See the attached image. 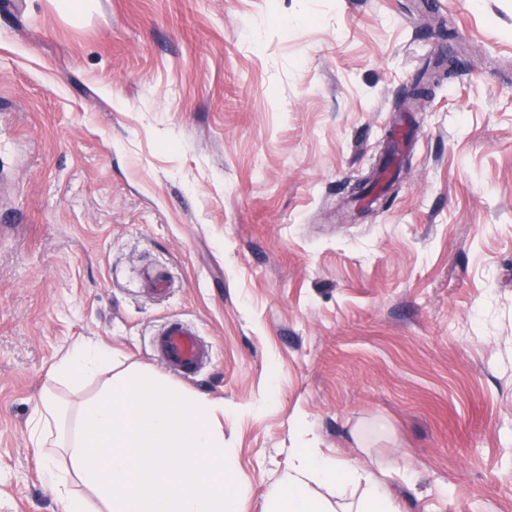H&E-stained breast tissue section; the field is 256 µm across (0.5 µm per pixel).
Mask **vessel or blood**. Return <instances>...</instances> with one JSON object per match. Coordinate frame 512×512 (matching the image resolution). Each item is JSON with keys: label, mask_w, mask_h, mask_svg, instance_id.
Listing matches in <instances>:
<instances>
[{"label": "vessel or blood", "mask_w": 512, "mask_h": 512, "mask_svg": "<svg viewBox=\"0 0 512 512\" xmlns=\"http://www.w3.org/2000/svg\"><path fill=\"white\" fill-rule=\"evenodd\" d=\"M154 357L171 372L191 378L209 361L212 347L203 343L198 331L180 319L170 320L152 342Z\"/></svg>", "instance_id": "vessel-or-blood-1"}]
</instances>
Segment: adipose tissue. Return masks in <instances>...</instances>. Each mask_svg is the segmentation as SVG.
Instances as JSON below:
<instances>
[{
    "instance_id": "obj_1",
    "label": "adipose tissue",
    "mask_w": 512,
    "mask_h": 512,
    "mask_svg": "<svg viewBox=\"0 0 512 512\" xmlns=\"http://www.w3.org/2000/svg\"><path fill=\"white\" fill-rule=\"evenodd\" d=\"M100 389L80 398L86 381ZM50 378L77 394L61 401L41 395L29 439L43 480L58 493L62 512H239L218 416L220 400L151 380L146 368L112 370V350L74 342ZM331 487L329 503L311 486ZM266 512H397L370 463L331 459L302 448L297 461L266 495Z\"/></svg>"
}]
</instances>
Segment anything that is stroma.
Instances as JSON below:
<instances>
[{
    "label": "stroma",
    "mask_w": 512,
    "mask_h": 512,
    "mask_svg": "<svg viewBox=\"0 0 512 512\" xmlns=\"http://www.w3.org/2000/svg\"><path fill=\"white\" fill-rule=\"evenodd\" d=\"M82 338L223 401L242 512L298 448L512 512V0H0V512H61L29 423ZM154 357L180 377L192 378L213 360L212 346H207L198 331L180 319H171L152 342Z\"/></svg>",
    "instance_id": "35a3bbf8"
}]
</instances>
